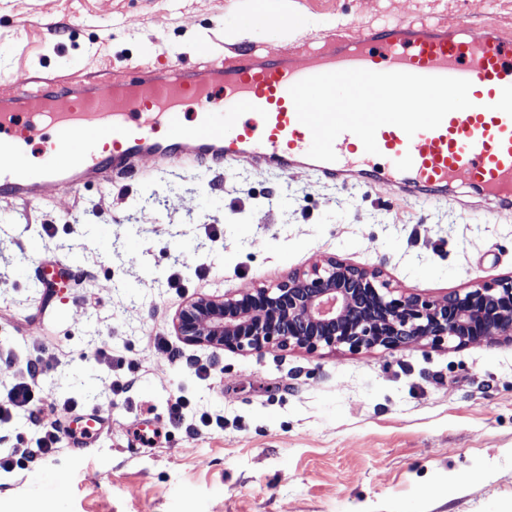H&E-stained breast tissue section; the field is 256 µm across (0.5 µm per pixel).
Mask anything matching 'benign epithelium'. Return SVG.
<instances>
[{
  "label": "benign epithelium",
  "mask_w": 512,
  "mask_h": 512,
  "mask_svg": "<svg viewBox=\"0 0 512 512\" xmlns=\"http://www.w3.org/2000/svg\"><path fill=\"white\" fill-rule=\"evenodd\" d=\"M176 328L191 345L238 352L293 347L314 354L341 345L359 352L421 341L463 348L512 338V275L430 301L395 293L378 270L329 257L272 287L192 300Z\"/></svg>",
  "instance_id": "1"
}]
</instances>
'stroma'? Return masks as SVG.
Returning a JSON list of instances; mask_svg holds the SVG:
<instances>
[{"instance_id": "35a3bbf8", "label": "stroma", "mask_w": 512, "mask_h": 512, "mask_svg": "<svg viewBox=\"0 0 512 512\" xmlns=\"http://www.w3.org/2000/svg\"><path fill=\"white\" fill-rule=\"evenodd\" d=\"M296 3L300 35L260 23L240 33L246 0H0V96L33 71L204 63L230 47L302 64L329 33L386 23L465 14L512 35V0ZM135 166L30 204L0 199V391L25 362L55 361L40 377L41 413L0 425V447L18 428L67 429L69 398L105 422L0 476V512H512V339L239 353L175 329L195 297L273 284L330 256L429 299L510 275L512 209L465 187L417 200L385 182L335 185L241 160ZM158 336L178 358L155 348ZM103 344L137 364L128 393L114 394L97 363ZM181 395L223 427H172ZM146 424L158 435L142 444Z\"/></svg>"}]
</instances>
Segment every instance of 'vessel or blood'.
<instances>
[{
  "label": "vessel or blood",
  "mask_w": 512,
  "mask_h": 512,
  "mask_svg": "<svg viewBox=\"0 0 512 512\" xmlns=\"http://www.w3.org/2000/svg\"><path fill=\"white\" fill-rule=\"evenodd\" d=\"M350 69L470 81L471 107L414 136L385 125L378 154L353 133L334 141L336 161L309 157L312 134L289 89L305 78ZM136 76L46 77L36 92L0 101V198L33 202L77 190L106 170L124 171L143 155L168 167L250 159L265 171L306 169L340 184L384 181L399 192L444 199L452 186L481 189L512 204V37L467 19L388 24L332 39L293 55L256 48L205 66L137 64ZM38 144L39 160L24 161Z\"/></svg>",
  "instance_id": "obj_1"
}]
</instances>
